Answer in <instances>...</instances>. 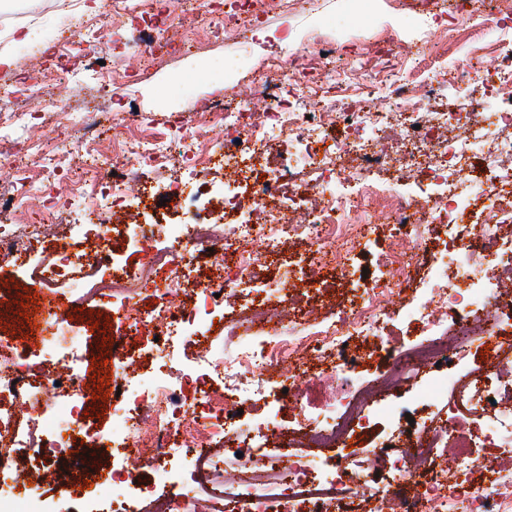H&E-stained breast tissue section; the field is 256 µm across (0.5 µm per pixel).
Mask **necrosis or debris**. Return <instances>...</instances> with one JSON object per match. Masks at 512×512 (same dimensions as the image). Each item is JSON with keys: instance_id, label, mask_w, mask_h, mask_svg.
Wrapping results in <instances>:
<instances>
[{"instance_id": "obj_1", "label": "necrosis or debris", "mask_w": 512, "mask_h": 512, "mask_svg": "<svg viewBox=\"0 0 512 512\" xmlns=\"http://www.w3.org/2000/svg\"><path fill=\"white\" fill-rule=\"evenodd\" d=\"M214 24L208 0L173 10V0H98L97 23L78 0H44L62 21L52 53L66 61L51 78L18 63L26 85L17 97L22 128L49 114L71 126L100 125L98 113L72 110L47 81L97 86L81 68V48L100 29L124 34L123 57L162 67L185 46L204 45L220 29L225 46L250 53L247 33L260 18L292 20L314 0H239ZM404 0H383L388 18L362 32L383 43L394 68L368 80L343 62L336 45L305 33L291 37L287 62L245 83L223 111L190 113L178 124L142 111L113 119L111 144L86 148L66 195L80 218L60 256L28 266L49 291L69 288L75 304L112 301L120 335L112 341L114 432L81 414L87 392L79 341L64 316L40 348L0 338V512H56L38 476L74 435L111 448V512H512V38L490 36L512 20V0H470L448 25L421 19L401 37ZM151 38H127L134 19ZM319 56L314 72L299 66ZM433 65L416 72L415 63ZM352 84L340 108L323 109L333 85ZM263 96L255 109L252 96ZM24 141L9 163L19 188L0 210L20 211L42 196L65 166L60 155L33 157ZM192 164V185L172 181ZM185 218L155 233L123 221L135 267L96 261L108 211L157 199ZM390 243L372 255L378 219ZM209 264L205 280L194 265ZM165 278H158L159 269ZM152 286L156 303L139 297ZM416 325L424 343L408 346L393 327ZM222 321L220 336L207 327ZM151 335L157 369L132 375L124 339ZM386 359L374 385L358 374L360 345ZM488 351L471 365L473 344ZM63 352L66 372L46 367ZM426 375L429 395L411 410L392 392ZM264 421L252 419L257 405ZM300 416L303 443L268 447L263 425L280 409ZM393 419L367 456H333L381 412ZM479 417L471 430L470 417ZM482 454H473V446ZM31 467L17 470L21 454ZM169 481L156 492L125 479L129 465Z\"/></svg>"}]
</instances>
